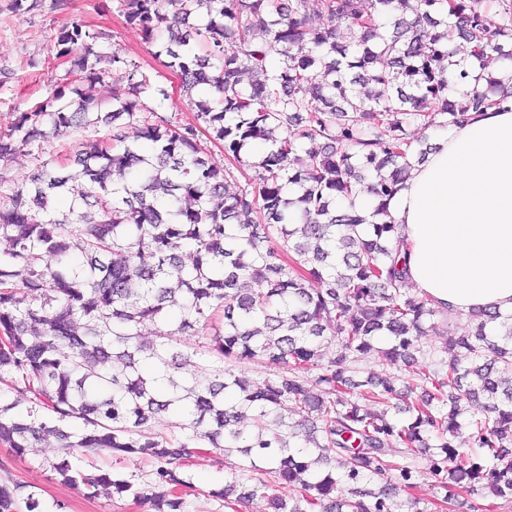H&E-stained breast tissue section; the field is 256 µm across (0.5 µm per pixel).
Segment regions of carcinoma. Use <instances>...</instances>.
Listing matches in <instances>:
<instances>
[{
    "instance_id": "carcinoma-1",
    "label": "carcinoma",
    "mask_w": 512,
    "mask_h": 512,
    "mask_svg": "<svg viewBox=\"0 0 512 512\" xmlns=\"http://www.w3.org/2000/svg\"><path fill=\"white\" fill-rule=\"evenodd\" d=\"M119 4L128 24L160 39L155 57L179 70L197 112L173 121L167 90L117 52L112 76L126 92L98 111L95 36L78 21L59 32L57 55L84 84L52 89L0 134V167L42 154L47 123L103 124L112 143L81 142L63 166L40 159L20 185L0 175V445L22 454L52 439L64 483L89 497L110 488L150 512H189L187 468L200 458L230 475L210 496L231 512L257 496L271 512H400L393 494L424 474L446 503L461 493L512 500V314L474 313L467 334L426 345L444 310L407 294L398 225L374 221L428 154L406 127L446 130L512 103V6ZM201 10L207 22L187 27ZM313 12L328 24L308 26ZM458 37L471 45L459 60ZM274 50L282 65L269 70ZM491 66L508 79L470 87ZM246 73L255 79L243 82ZM123 124L138 125L139 140L127 141ZM203 130L224 145L227 166L203 151ZM319 140L323 152L312 148ZM364 194L376 202L368 218L356 209ZM59 198L69 200L62 216ZM188 333L202 336L190 353L179 340ZM355 353L404 365L410 381L353 380ZM252 361L274 372L255 383L236 371ZM464 399L486 400L465 423ZM394 400L406 417L390 413ZM171 414L179 421L158 427ZM86 451L152 460L154 491L70 460ZM0 512L41 503L0 483Z\"/></svg>"
}]
</instances>
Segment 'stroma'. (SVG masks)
Here are the masks:
<instances>
[{"label":"stroma","instance_id":"35a3bbf8","mask_svg":"<svg viewBox=\"0 0 512 512\" xmlns=\"http://www.w3.org/2000/svg\"><path fill=\"white\" fill-rule=\"evenodd\" d=\"M75 20L97 34L99 51L119 52L152 71L170 94L168 114L181 123L193 121L196 109L183 96L178 76L155 58L156 46L145 33L126 23L118 0H26L19 11L13 0H0V133L21 113L43 104L52 86L66 84L69 64L58 57L55 42L60 30ZM58 459L52 442L19 456L0 446V480L27 485L40 497L44 512H147L131 500L107 495L91 499L64 484L52 469ZM189 472L195 487L187 498L189 512H225L223 501L211 495L223 486V471L199 459Z\"/></svg>","mask_w":512,"mask_h":512}]
</instances>
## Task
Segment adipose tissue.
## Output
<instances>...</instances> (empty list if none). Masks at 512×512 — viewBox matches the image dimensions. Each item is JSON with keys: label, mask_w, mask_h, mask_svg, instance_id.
<instances>
[{"label": "adipose tissue", "mask_w": 512, "mask_h": 512, "mask_svg": "<svg viewBox=\"0 0 512 512\" xmlns=\"http://www.w3.org/2000/svg\"><path fill=\"white\" fill-rule=\"evenodd\" d=\"M410 286L448 313H512V111L469 113L387 204Z\"/></svg>", "instance_id": "1"}]
</instances>
